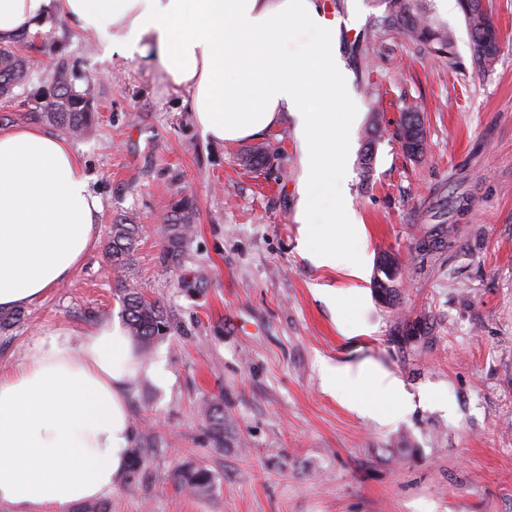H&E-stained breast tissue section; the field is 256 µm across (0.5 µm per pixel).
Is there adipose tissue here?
I'll use <instances>...</instances> for the list:
<instances>
[{"mask_svg":"<svg viewBox=\"0 0 512 512\" xmlns=\"http://www.w3.org/2000/svg\"><path fill=\"white\" fill-rule=\"evenodd\" d=\"M106 31L107 56L151 55L192 94L196 123L221 143L294 120L301 176L297 249L319 268L366 276V254L336 253L365 226L347 202L346 149L362 115L343 75L336 28L320 0H0V42L36 31L48 11ZM312 47L289 53L298 31ZM100 198L70 142L36 126L0 131V311L22 308L70 281L99 238ZM327 390L359 414L402 400L400 380L367 365L324 362ZM144 365L120 321L38 339L25 361L0 370V504L10 512H68L119 487L137 429L129 415Z\"/></svg>","mask_w":512,"mask_h":512,"instance_id":"obj_1","label":"adipose tissue"}]
</instances>
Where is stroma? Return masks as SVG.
Returning <instances> with one entry per match:
<instances>
[{
    "mask_svg": "<svg viewBox=\"0 0 512 512\" xmlns=\"http://www.w3.org/2000/svg\"><path fill=\"white\" fill-rule=\"evenodd\" d=\"M322 2L354 102L383 131L371 174L360 168V138L345 171L369 259L387 251L402 265L395 306L375 292V269L358 284L299 254L290 115L258 141L216 144L189 92L151 57H103L107 33L51 11L10 43L30 59L31 78L0 100V130L30 124L58 67L77 85L92 82L95 120L71 145L102 211L101 242L72 280L0 328V368L56 330L121 316L120 276L172 320L142 355L165 379L131 386L138 463L99 497L103 512H512V0H483L500 48L486 73L472 68L462 12L444 19L456 37L452 71L383 32L382 0ZM365 42L377 52L365 55ZM412 103L428 142L421 159L396 137ZM256 143L274 150L258 169L241 161ZM181 198L194 206L193 229L173 265L162 259V226ZM117 218L140 227L121 275L103 247ZM441 221L451 228L445 246L418 251ZM327 288L348 306L344 322L323 301ZM324 361L390 372L411 407L387 421L352 411L326 391ZM213 400L230 421L221 450L202 413ZM188 461L211 473L214 494L177 483Z\"/></svg>",
    "mask_w": 512,
    "mask_h": 512,
    "instance_id": "35a3bbf8",
    "label": "stroma"
}]
</instances>
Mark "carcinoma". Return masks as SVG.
<instances>
[{"label": "carcinoma", "mask_w": 512, "mask_h": 512, "mask_svg": "<svg viewBox=\"0 0 512 512\" xmlns=\"http://www.w3.org/2000/svg\"><path fill=\"white\" fill-rule=\"evenodd\" d=\"M386 5L382 17L383 28L393 37L405 36L411 42L420 45L427 54L441 61L448 62V68L454 69L457 61L454 52V40L448 29L420 10L419 0H383ZM460 8L464 14L473 44V67L479 71L490 70L496 61L498 46L493 27L481 9V0H460ZM30 79V62L23 55L16 53L9 46L0 45V95H13L14 88L25 85ZM93 87L91 82H85L80 87L75 84L65 68L55 71L52 88L47 96L40 99L41 117L56 125L64 134L70 137L85 135L94 120ZM424 130L419 112L408 110L402 113L399 122V139L406 138L413 129ZM379 130L372 125L366 129V148L362 155L364 172L371 171L372 150L370 145L376 141ZM270 150L264 146L251 149L245 157L246 162L256 168L267 163ZM192 204L184 199L169 205L167 224L163 228L165 249L164 260L174 264L181 258L184 243L192 227L190 215ZM139 237V226L117 221L112 224V236L106 248L108 259L112 266L123 271L129 261ZM394 256L382 252L374 277V287L379 297L388 304L398 301L399 288L396 280L400 270L393 268L391 260ZM123 318L128 328L129 336L144 349L149 348L154 341L167 335L171 330V318L164 307L148 300L138 288L121 283ZM208 423L210 439L216 448L225 445L226 430L229 422L224 417V409L218 402H207L202 409ZM179 482L192 493L204 495L213 492L215 483L211 474L202 467L187 466L177 474Z\"/></svg>", "instance_id": "carcinoma-1"}]
</instances>
